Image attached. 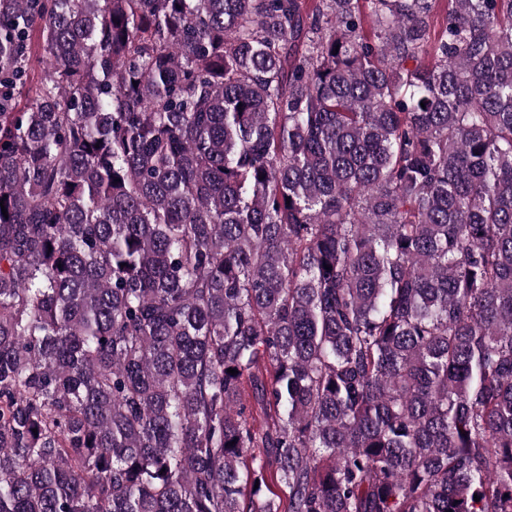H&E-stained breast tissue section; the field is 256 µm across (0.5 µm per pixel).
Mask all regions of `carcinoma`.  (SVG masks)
Segmentation results:
<instances>
[{
    "label": "carcinoma",
    "instance_id": "cac0c4a2",
    "mask_svg": "<svg viewBox=\"0 0 512 512\" xmlns=\"http://www.w3.org/2000/svg\"><path fill=\"white\" fill-rule=\"evenodd\" d=\"M436 2L0 0V512H512V0Z\"/></svg>",
    "mask_w": 512,
    "mask_h": 512
}]
</instances>
